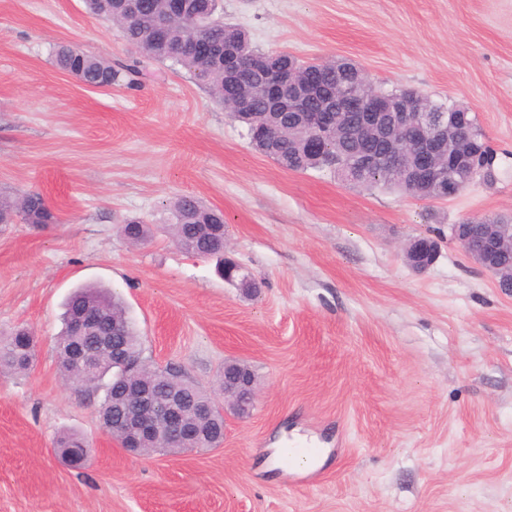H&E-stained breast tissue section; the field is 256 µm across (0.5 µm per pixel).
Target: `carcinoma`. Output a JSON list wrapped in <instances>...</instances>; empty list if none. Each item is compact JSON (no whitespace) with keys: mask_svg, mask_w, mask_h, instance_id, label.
Masks as SVG:
<instances>
[{"mask_svg":"<svg viewBox=\"0 0 512 512\" xmlns=\"http://www.w3.org/2000/svg\"><path fill=\"white\" fill-rule=\"evenodd\" d=\"M90 13L116 25L123 38L135 46L141 55L152 61L169 62L187 70L198 82L208 86L215 101L221 105L231 99L246 98L251 103V111L233 116L252 127L253 120L265 119V113L272 111L263 89L268 82V70L253 67L233 82H228L224 74V45H236L250 57L268 56V52L251 46L246 32L224 23L219 16V0H211L209 17L199 29L211 43L213 57L207 62L199 61L190 49L193 31L184 26L180 19V10L192 4V0H181L173 4L172 0H85ZM169 21L170 28L165 37L157 35V23ZM57 65L64 71L74 72L79 79L89 85H112L118 81L121 71L112 64L95 56L80 52L72 47L63 46L56 54ZM312 62H300L297 77L302 79L314 74L319 87L330 94L336 87L352 85L356 74L347 72L342 64L334 60L320 61L319 69L311 72ZM421 110L434 115V119L448 117V113L460 110V105L450 102H437L424 95L419 103ZM293 113L282 111L271 120L274 129V142L268 144L259 136L250 137L252 147L259 153L271 154L282 169L292 172H305L310 169H328L339 173L345 158L355 153L356 142L346 138L329 136L325 138L324 149L316 157H307L301 146L299 133L290 130ZM341 180L357 187H384L394 189L405 196L421 200L435 199V193H424L412 179L399 170V165L376 166L360 172H354ZM11 213L23 224H54L57 217L45 199L36 192L24 193L19 197H0V213ZM172 222L167 225L173 241L184 251L200 256L214 257L218 267L224 266V253L211 239L207 224H215L222 219V212L202 204L192 196L179 197L171 207ZM83 308L91 314H104L115 320L126 315L123 303L112 292L100 285H83L76 288L64 304L62 316L63 328L58 336L57 348L62 352L67 347L70 334L69 315L72 310ZM119 343L128 350L136 368L129 377L131 381H143L153 388L157 399L165 400L174 389L184 391L195 402H205L210 395L181 371L173 368L160 369L153 366L144 356L140 336L134 324L124 328ZM36 355L33 336L25 326L15 328L5 337H0V370L19 373L28 370ZM62 378L71 388L81 395L91 398L100 397V417L112 419V352L102 354L100 363L93 375H88L79 367L61 362ZM88 445L86 438L77 431H65L56 438V447L65 449L72 456V464H80L79 449Z\"/></svg>","mask_w":512,"mask_h":512,"instance_id":"obj_1","label":"carcinoma"}]
</instances>
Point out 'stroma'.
Returning a JSON list of instances; mask_svg holds the SVG:
<instances>
[{"mask_svg": "<svg viewBox=\"0 0 512 512\" xmlns=\"http://www.w3.org/2000/svg\"><path fill=\"white\" fill-rule=\"evenodd\" d=\"M263 50L348 58L385 87L475 115L491 176L447 200L283 170L185 69L143 58L84 0H0V195L40 193L58 221L0 224V332L37 338L0 375V512H512V292L454 241L423 274L401 246L469 217L512 213V0H221ZM68 45L122 65L109 88L59 69ZM224 213L248 297L178 248L169 202ZM144 222L130 245L119 229ZM116 291L144 355L213 390L246 361L260 394L222 447L127 453L56 359L62 304ZM65 429L94 455L52 453ZM305 469L275 459L296 438Z\"/></svg>", "mask_w": 512, "mask_h": 512, "instance_id": "obj_1", "label": "stroma"}]
</instances>
